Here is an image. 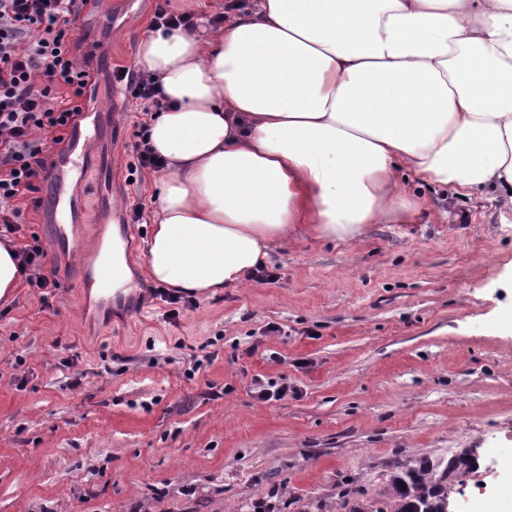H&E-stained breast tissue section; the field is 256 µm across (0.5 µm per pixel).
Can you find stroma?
I'll return each mask as SVG.
<instances>
[{"instance_id":"35a3bbf8","label":"stroma","mask_w":512,"mask_h":512,"mask_svg":"<svg viewBox=\"0 0 512 512\" xmlns=\"http://www.w3.org/2000/svg\"><path fill=\"white\" fill-rule=\"evenodd\" d=\"M155 8L99 0L85 14L87 41L112 49L93 59L89 109L119 113L99 127L95 196L67 163L52 172L87 202L84 250L140 205L125 260L148 287L158 175L134 145L152 106L112 98L111 75L137 67ZM400 183L424 201L409 221L351 242L293 237L270 249L267 278L177 310L158 296L139 315L81 308V257L52 245L47 204L20 200L12 240L39 239L58 285L0 300V512H336L341 488L374 495L396 455L460 448L480 454L458 512H512V212L490 193Z\"/></svg>"}]
</instances>
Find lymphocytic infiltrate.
<instances>
[{
    "instance_id": "obj_1",
    "label": "lymphocytic infiltrate",
    "mask_w": 512,
    "mask_h": 512,
    "mask_svg": "<svg viewBox=\"0 0 512 512\" xmlns=\"http://www.w3.org/2000/svg\"><path fill=\"white\" fill-rule=\"evenodd\" d=\"M89 0H0V233L17 202L50 175L44 144L77 129L98 73L81 58L77 21Z\"/></svg>"
}]
</instances>
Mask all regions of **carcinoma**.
Returning <instances> with one entry per match:
<instances>
[{"label":"carcinoma","mask_w":512,"mask_h":512,"mask_svg":"<svg viewBox=\"0 0 512 512\" xmlns=\"http://www.w3.org/2000/svg\"><path fill=\"white\" fill-rule=\"evenodd\" d=\"M476 464L472 448H462L448 463L410 458L393 462L385 485L371 498L341 496L337 512H453L459 477Z\"/></svg>","instance_id":"1"}]
</instances>
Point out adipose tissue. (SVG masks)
<instances>
[{
  "instance_id": "obj_1",
  "label": "adipose tissue",
  "mask_w": 512,
  "mask_h": 512,
  "mask_svg": "<svg viewBox=\"0 0 512 512\" xmlns=\"http://www.w3.org/2000/svg\"><path fill=\"white\" fill-rule=\"evenodd\" d=\"M138 62L167 103L145 256L165 287L215 295L293 234L407 215L403 168L512 209V0H250L151 29Z\"/></svg>"
}]
</instances>
